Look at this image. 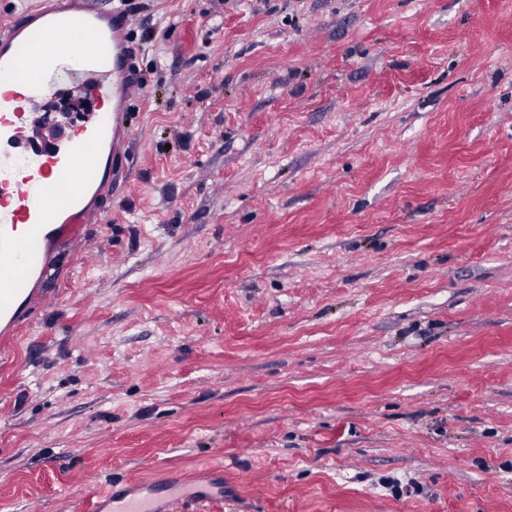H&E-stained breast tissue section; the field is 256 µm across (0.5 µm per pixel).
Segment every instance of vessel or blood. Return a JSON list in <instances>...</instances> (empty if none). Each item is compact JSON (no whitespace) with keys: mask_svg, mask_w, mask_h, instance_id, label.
I'll use <instances>...</instances> for the list:
<instances>
[{"mask_svg":"<svg viewBox=\"0 0 512 512\" xmlns=\"http://www.w3.org/2000/svg\"><path fill=\"white\" fill-rule=\"evenodd\" d=\"M132 21L103 0H21L0 22V337L11 338L40 304L38 283L52 276L53 241L80 238L102 222L99 205L133 131L127 123L139 85ZM86 79L107 102L78 138L40 150L20 149L28 135L16 107L17 88L41 96L52 78ZM220 468L196 485L111 481L94 512H172L181 501L223 498Z\"/></svg>","mask_w":512,"mask_h":512,"instance_id":"1","label":"vessel or blood"}]
</instances>
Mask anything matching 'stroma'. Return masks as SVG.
<instances>
[{"instance_id":"obj_1","label":"stroma","mask_w":512,"mask_h":512,"mask_svg":"<svg viewBox=\"0 0 512 512\" xmlns=\"http://www.w3.org/2000/svg\"><path fill=\"white\" fill-rule=\"evenodd\" d=\"M125 8L149 97L0 344V512L215 464L206 512H512V0Z\"/></svg>"}]
</instances>
